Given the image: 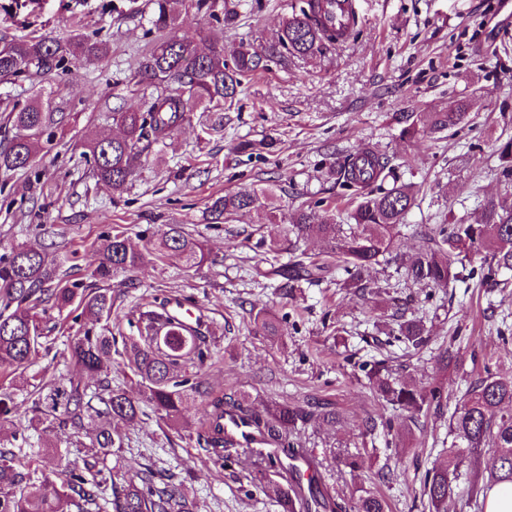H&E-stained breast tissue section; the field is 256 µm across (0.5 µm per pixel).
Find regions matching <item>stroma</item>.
<instances>
[{"mask_svg":"<svg viewBox=\"0 0 512 512\" xmlns=\"http://www.w3.org/2000/svg\"><path fill=\"white\" fill-rule=\"evenodd\" d=\"M300 5L219 0L211 15L188 5L174 33L201 51L213 40L260 51ZM359 7L361 23L347 43L309 60L289 53L270 59L224 109L191 106L180 127L142 153L136 180L118 195L97 185L84 140L90 133L119 134L113 112L144 109L159 92L138 67L159 38L150 23L151 0H0V35L78 36L110 45L101 60H73L0 82L1 147L13 135L7 113L26 106L37 86L53 90L55 105L68 116L31 169L0 170V256L22 245L45 246L62 282L95 288V247L103 236L124 232L144 251L167 225H183L206 240L208 262L191 267L152 257L113 277V328H125L128 312L152 296L203 314L212 350L201 371L208 387L240 391L258 408L332 404L342 424L306 430V445L318 450L328 483L346 496L364 484L384 498L389 512H428L421 477L443 449L452 405L485 369L512 373V283L488 290L457 282L432 294L403 289L400 307L422 317L431 333L427 349L416 354L397 341L375 344L390 323V268L371 269L363 295L341 288L344 273L334 269L286 297L272 269L288 255L271 253L268 240L302 203L319 200L344 214L350 196L336 183L337 158L368 145L388 154L404 181L424 187L397 239L402 252L421 245L413 225L475 222L484 200L502 192L500 149L512 141V0H359ZM228 8L238 13L229 26ZM462 97L470 121L445 139L402 136L401 113L445 112ZM218 119L223 131L203 134V126ZM244 140L255 143L253 154L239 151ZM270 140L274 149H265ZM263 186L280 191L274 218L253 211L225 224L207 223L210 198ZM260 310L283 327V336L262 335L254 321ZM89 325L75 307L49 311L43 327L50 350L27 370L29 384L74 373L70 344ZM447 346L454 357L443 366L438 356ZM382 357L415 380L435 378L448 387V407L412 428L411 448L400 455L382 432L362 433L367 418L402 416L369 388L367 365ZM202 416L195 403L184 411L182 428L144 416L118 423L125 445L107 466L129 475L147 466L164 471L182 484L198 512H280L253 456L235 454L218 467L198 447L195 426ZM34 418L29 405H20L0 424V436L18 427L35 445L48 438L62 447L76 442L70 428L32 429ZM343 450L358 455L359 476L340 465L336 454Z\"/></svg>","mask_w":512,"mask_h":512,"instance_id":"stroma-1","label":"stroma"}]
</instances>
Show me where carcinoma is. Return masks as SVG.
<instances>
[{
    "label": "carcinoma",
    "mask_w": 512,
    "mask_h": 512,
    "mask_svg": "<svg viewBox=\"0 0 512 512\" xmlns=\"http://www.w3.org/2000/svg\"><path fill=\"white\" fill-rule=\"evenodd\" d=\"M185 0H153L151 24L159 31L175 25ZM316 0H304V7L288 17L278 40L261 54L243 44L231 50L227 63L224 43H214L200 53L190 44L175 38L157 43L140 62V71L159 84L177 83L163 91L143 112H115L122 128L119 136L94 135L85 147L93 159L96 182L114 192L132 183L139 154L152 144L162 142L185 119L188 102L204 108L222 107L232 102L242 81L264 67L280 50L312 59L333 46L332 37L317 24L310 12ZM109 46L103 42H84L77 38L60 40L0 36V81L28 76L33 69L61 64L70 57L94 61L105 57ZM466 105L459 103L449 112H410L402 115L409 136L439 137L469 121ZM14 135L0 150V169L24 171L33 162L44 142L51 141L62 127L64 113L54 110L51 98L38 95L30 104L12 115ZM502 198L485 201L474 224H425L415 233L421 247L406 256L395 249L398 228L417 205L418 189L405 183L390 167L386 154L365 147L340 161L336 167L339 186L351 192L354 208L345 223L333 214H321L314 207L302 206L292 223L283 227L290 259L276 270L280 291L291 296L305 284L319 281L331 267L344 269L347 278L342 287L364 293L369 288L364 273L384 263L396 266L398 281L431 289H447L465 281L457 265H465L479 256L481 282L486 288L499 286L498 277L512 272V167L500 172ZM274 190L252 188L226 193L211 201L208 214L213 224H224L242 211L267 210ZM316 238L325 245L323 258L312 257L301 243ZM157 258L175 256L189 266L207 259L203 241L187 233L180 224H169L152 243ZM98 263L92 275L107 282L112 276L137 268L145 255L135 249L124 233L104 237L96 248ZM56 268L48 261L45 248L21 246L6 257L0 256V369L11 377L0 386V419L18 408L15 392L25 386V373L40 353L47 349L42 313L63 311L78 302L81 316L106 320L97 330L87 329L75 337L72 349L78 375L53 379L30 391L32 408L41 422L78 429L84 420L94 422L88 442L77 448L79 459L67 462L59 481L39 477L38 456L58 453L56 445L46 441L35 448L28 436L13 432L19 449H28L33 457L21 465L15 451L0 443V512H195L181 486L163 481L145 468L129 476L119 470L104 473L100 464L123 447L124 437L112 428L114 422L133 421L141 405L150 406L164 424L180 422L182 411L191 402L204 406V418L197 430V442L215 462L227 458L234 448L242 447L224 427L231 419L250 428L269 448H285L293 456L305 457L304 434L308 424L335 426L342 415L327 403H314L309 409L287 404L256 408L242 393H214L201 380L199 369L206 363L210 349L202 323L192 325L172 314L165 306L145 303L136 306L128 322L138 335L118 338L107 324L112 313V289L99 288L91 293L80 284L54 283ZM397 341L420 350L428 344V331L417 319L393 314ZM255 320L264 335H283V329L265 312ZM126 358L137 378L139 397L120 387H112V355ZM369 385L384 404L408 413L396 426L390 420L365 421L364 431L382 428L400 443L410 425L418 424L430 411H439L448 402V390L440 384L423 385L396 375L388 359L376 360L368 371ZM453 437L448 457L436 460L424 474L422 494L432 512H447L448 499L455 495L459 479L467 474L471 459L482 451L491 452L488 481L472 484L468 507H480L478 495L498 483L512 482V374L486 371L455 405L448 422ZM111 495L105 496V488ZM282 512H386L385 501L370 490L354 497L342 496L325 484L310 479L305 494L297 495L287 487L276 489Z\"/></svg>",
    "instance_id": "carcinoma-1"
}]
</instances>
